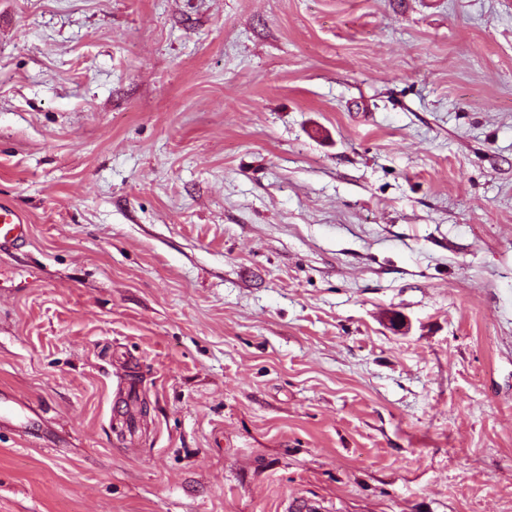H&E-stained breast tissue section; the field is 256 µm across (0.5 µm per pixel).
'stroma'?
I'll return each instance as SVG.
<instances>
[{
	"label": "stroma",
	"mask_w": 512,
	"mask_h": 512,
	"mask_svg": "<svg viewBox=\"0 0 512 512\" xmlns=\"http://www.w3.org/2000/svg\"><path fill=\"white\" fill-rule=\"evenodd\" d=\"M0 512H512V0H0ZM19 212L6 204H0V248L23 244L27 239L28 226Z\"/></svg>",
	"instance_id": "35a3bbf8"
}]
</instances>
